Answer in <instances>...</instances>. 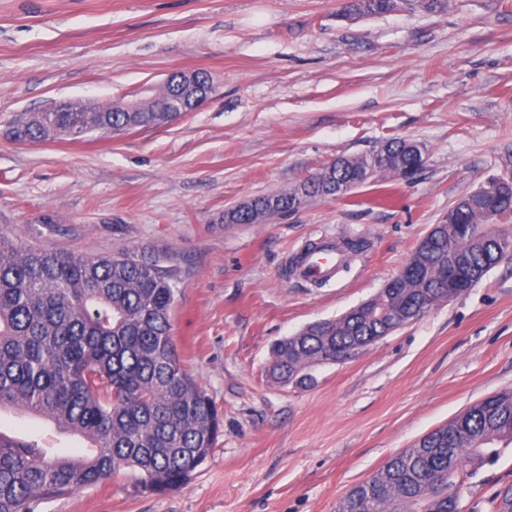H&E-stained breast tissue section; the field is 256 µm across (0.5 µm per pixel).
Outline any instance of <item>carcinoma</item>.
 Instances as JSON below:
<instances>
[{"instance_id": "cac0c4a2", "label": "carcinoma", "mask_w": 512, "mask_h": 512, "mask_svg": "<svg viewBox=\"0 0 512 512\" xmlns=\"http://www.w3.org/2000/svg\"><path fill=\"white\" fill-rule=\"evenodd\" d=\"M396 0H351L345 12L394 9ZM161 94L149 112H94L69 103L24 112L11 123L20 143H42L94 131L121 132L167 124L177 117ZM401 170L420 169L406 141L391 138L385 151L339 157L298 187L253 200L270 216L294 212L329 196L339 183H366ZM506 191L464 197L448 209L440 231L445 257L461 266L467 288L512 254V238L483 225L512 203ZM416 272L393 278L364 309L310 323L274 341L266 376L274 383L310 387L318 366L336 363L354 347L366 352L423 305L445 301V280L435 264L414 257ZM179 295L176 276L134 252L62 254L31 249L0 233V409L43 417L59 431L91 443L90 454L50 455L37 438L0 433V512H32L30 504L101 484L121 469L138 473L154 493L180 489L215 446L223 419L213 401L181 366L172 336ZM512 442V396L479 401L437 428L427 445L393 456L353 486L336 512H464L465 479Z\"/></svg>"}]
</instances>
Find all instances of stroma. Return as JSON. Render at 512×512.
Here are the masks:
<instances>
[{"label":"stroma","instance_id":"35a3bbf8","mask_svg":"<svg viewBox=\"0 0 512 512\" xmlns=\"http://www.w3.org/2000/svg\"><path fill=\"white\" fill-rule=\"evenodd\" d=\"M0 0V232L30 248L159 259L179 280L172 336L224 429L181 489L130 470L33 512H336L354 485L485 397L512 389V256L474 288L318 367L270 383L271 343L335 318L396 276L458 198L512 170V0ZM204 71L208 101L175 123L21 144L10 122L59 101L101 105ZM422 145L411 178H380L256 224L241 202L391 138ZM367 250L326 285L286 272L306 242ZM0 431L82 454L51 423ZM512 489V444L463 488L465 512ZM396 0H352L346 5L343 15L361 12L365 15L380 14L394 9Z\"/></svg>","mask_w":512,"mask_h":512}]
</instances>
